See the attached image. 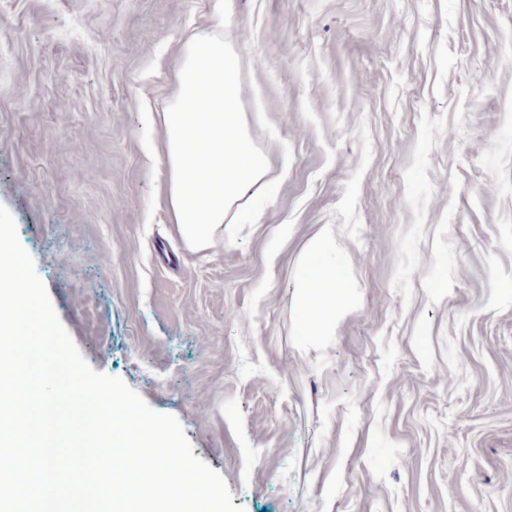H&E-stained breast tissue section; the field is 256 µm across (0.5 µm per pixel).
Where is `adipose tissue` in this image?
Wrapping results in <instances>:
<instances>
[{
	"label": "adipose tissue",
	"mask_w": 512,
	"mask_h": 512,
	"mask_svg": "<svg viewBox=\"0 0 512 512\" xmlns=\"http://www.w3.org/2000/svg\"><path fill=\"white\" fill-rule=\"evenodd\" d=\"M178 95L162 116L170 178L167 200L190 243L204 246L229 212L249 199L267 175L251 142L239 97L238 59L223 27L190 36L176 73ZM322 229L303 279V324L308 335H325L340 316L349 281L327 253Z\"/></svg>",
	"instance_id": "obj_1"
}]
</instances>
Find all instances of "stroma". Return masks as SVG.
Here are the masks:
<instances>
[{"instance_id":"1","label":"stroma","mask_w":512,"mask_h":512,"mask_svg":"<svg viewBox=\"0 0 512 512\" xmlns=\"http://www.w3.org/2000/svg\"><path fill=\"white\" fill-rule=\"evenodd\" d=\"M268 185L203 248L161 115L216 16ZM0 204L87 363L244 512H512V0H0ZM352 286L302 323L323 225Z\"/></svg>"}]
</instances>
